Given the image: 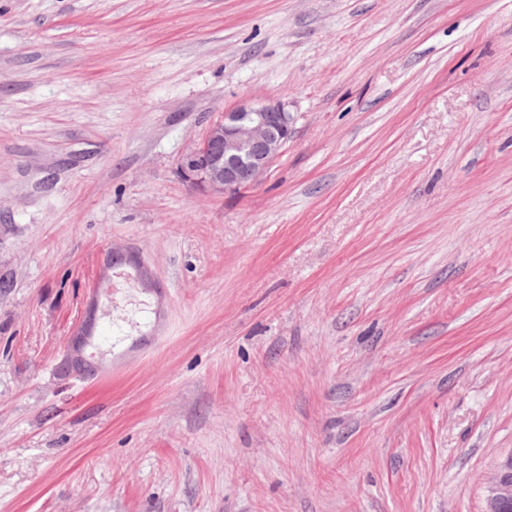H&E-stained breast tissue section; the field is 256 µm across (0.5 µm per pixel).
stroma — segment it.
I'll return each instance as SVG.
<instances>
[{"label": "stroma", "instance_id": "stroma-1", "mask_svg": "<svg viewBox=\"0 0 512 512\" xmlns=\"http://www.w3.org/2000/svg\"><path fill=\"white\" fill-rule=\"evenodd\" d=\"M119 246L159 291L62 378ZM511 453L512 0H0V512H485ZM290 106L288 99H266L224 112L184 154L183 178L205 193H237L257 185L292 138ZM118 257H121L120 259ZM117 265L131 266L136 270L137 278L144 291H158L152 275L147 267L133 253L110 249L103 261L102 274L93 288L92 296L87 304L80 322L73 328L68 337L56 372L63 378L87 380L102 372L111 360L105 352H91L94 346V330L100 319L109 315V309L103 307L99 296L110 286L112 269Z\"/></svg>", "mask_w": 512, "mask_h": 512}]
</instances>
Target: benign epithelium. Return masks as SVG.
I'll list each match as a JSON object with an SVG mask.
<instances>
[{
	"instance_id": "obj_1",
	"label": "benign epithelium",
	"mask_w": 512,
	"mask_h": 512,
	"mask_svg": "<svg viewBox=\"0 0 512 512\" xmlns=\"http://www.w3.org/2000/svg\"><path fill=\"white\" fill-rule=\"evenodd\" d=\"M294 123L290 102L284 98L246 102L210 125L201 143L184 154L181 174L205 193H237L251 188L292 138ZM117 265L133 267L143 290H157L149 269L135 254L109 250L84 315L70 333L56 366L59 376L91 379L110 362L107 353L90 348L94 346L96 324L109 315L99 296L108 290ZM485 512H512V453L498 463L486 487Z\"/></svg>"
}]
</instances>
